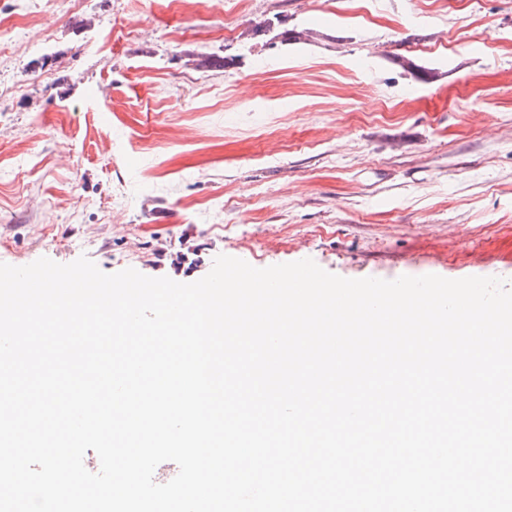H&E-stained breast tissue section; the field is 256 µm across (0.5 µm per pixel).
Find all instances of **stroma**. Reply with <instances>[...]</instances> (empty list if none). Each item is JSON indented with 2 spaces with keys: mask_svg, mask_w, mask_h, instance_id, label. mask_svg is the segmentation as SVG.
<instances>
[{
  "mask_svg": "<svg viewBox=\"0 0 512 512\" xmlns=\"http://www.w3.org/2000/svg\"><path fill=\"white\" fill-rule=\"evenodd\" d=\"M1 20L0 263L512 282V0H0Z\"/></svg>",
  "mask_w": 512,
  "mask_h": 512,
  "instance_id": "1",
  "label": "stroma"
}]
</instances>
